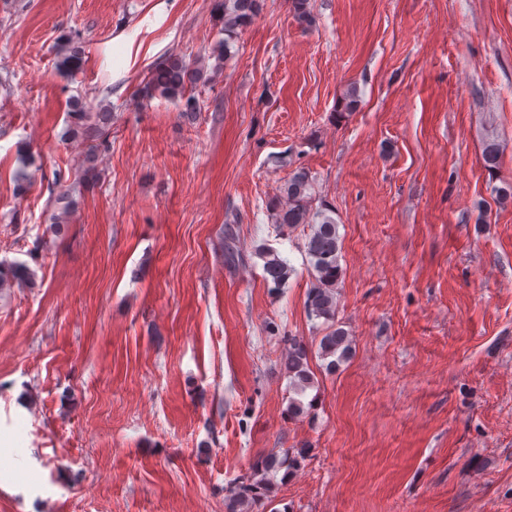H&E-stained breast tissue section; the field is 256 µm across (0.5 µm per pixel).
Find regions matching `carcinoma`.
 Listing matches in <instances>:
<instances>
[{
  "instance_id": "carcinoma-1",
  "label": "carcinoma",
  "mask_w": 512,
  "mask_h": 512,
  "mask_svg": "<svg viewBox=\"0 0 512 512\" xmlns=\"http://www.w3.org/2000/svg\"><path fill=\"white\" fill-rule=\"evenodd\" d=\"M264 0H213V13L221 24L224 40L214 50L216 58L227 56L230 44L252 24L263 9ZM291 7L297 21L307 27L315 24L309 0H291ZM203 70L188 63L184 57L171 54L158 62L150 71L147 81L139 90L144 99L156 96L178 103L184 116L194 118L201 111L195 96L194 85L201 79ZM71 123L63 136L82 137L90 142L85 157L83 180L94 183L99 179L97 161L101 152L110 149L112 112L99 108L88 110L81 97L70 103ZM272 223L281 228H296L302 224L310 227L306 238L305 252L315 271V282L309 289L305 301L308 316L332 322L336 314V283L342 272L338 224L327 215L328 208L315 205L313 178L305 170L291 173L281 188L280 195L269 205ZM263 262L266 281L273 287L286 284L293 272L289 261L275 249L266 248L258 253ZM35 286V273L24 264H3L0 262V290L14 285ZM321 357L328 360L326 368L336 369V360L344 359L351 346L340 328H334L321 337ZM284 369L296 393H303L311 384L308 368V352L303 341L288 338V351L284 358ZM306 460L303 448L288 449L283 455L270 453L259 457L248 476L240 477L228 489L224 498L226 512H248L245 506L269 496L270 476L282 471L284 475L299 469Z\"/></svg>"
}]
</instances>
